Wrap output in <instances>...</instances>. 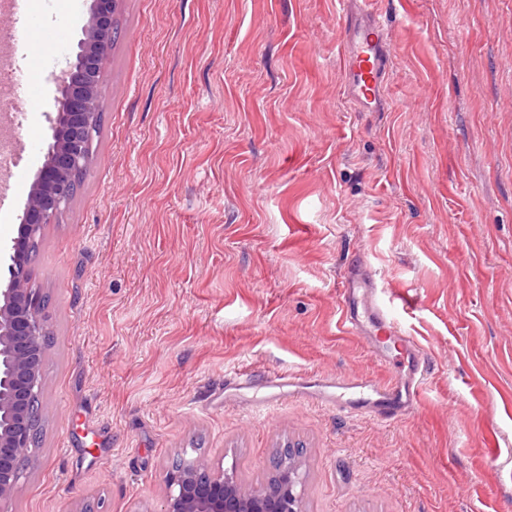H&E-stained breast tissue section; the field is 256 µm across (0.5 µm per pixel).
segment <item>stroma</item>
Here are the masks:
<instances>
[{
	"instance_id": "35a3bbf8",
	"label": "stroma",
	"mask_w": 512,
	"mask_h": 512,
	"mask_svg": "<svg viewBox=\"0 0 512 512\" xmlns=\"http://www.w3.org/2000/svg\"><path fill=\"white\" fill-rule=\"evenodd\" d=\"M377 112L339 67V0H122L84 185L45 225L43 435L14 512H160L173 458L257 484L302 442L306 512H512V0H381ZM18 233L87 0H36ZM412 299L430 362L395 423L218 402L238 370L392 382L341 324L348 257Z\"/></svg>"
}]
</instances>
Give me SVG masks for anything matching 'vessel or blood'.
Masks as SVG:
<instances>
[{"label": "vessel or blood", "instance_id": "obj_1", "mask_svg": "<svg viewBox=\"0 0 512 512\" xmlns=\"http://www.w3.org/2000/svg\"><path fill=\"white\" fill-rule=\"evenodd\" d=\"M341 27V68L349 99L361 112H374L389 76L391 33L378 10V0H358L355 12L343 14ZM14 41L33 48L43 40L41 28L28 16L26 0H17L10 16ZM341 303L347 331L362 336L376 357H384L386 345L399 348L407 359V374L388 385L369 383L364 377L339 375L294 377L278 374L236 372L227 386L242 388L263 383L267 395L254 401L260 411L286 403L289 396H301L327 407L391 422L414 413L427 374L426 359L408 336L388 318L380 304V291L361 254L350 258L342 281Z\"/></svg>", "mask_w": 512, "mask_h": 512}]
</instances>
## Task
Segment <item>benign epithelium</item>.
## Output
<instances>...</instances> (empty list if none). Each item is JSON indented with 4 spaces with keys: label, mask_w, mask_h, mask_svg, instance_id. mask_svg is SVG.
<instances>
[{
    "label": "benign epithelium",
    "mask_w": 512,
    "mask_h": 512,
    "mask_svg": "<svg viewBox=\"0 0 512 512\" xmlns=\"http://www.w3.org/2000/svg\"><path fill=\"white\" fill-rule=\"evenodd\" d=\"M114 0H91L89 25L74 59L62 73L54 99L56 117L45 161L20 217L18 236L3 259L0 277V512H13L24 466L38 448L45 410L41 371L49 332L40 296L26 288L29 243L69 201L68 174L80 169L87 136L100 113L103 48L112 39ZM272 475L259 486L241 482L234 469L203 459L172 463L160 512H304L288 455L274 453Z\"/></svg>",
    "instance_id": "1"
}]
</instances>
